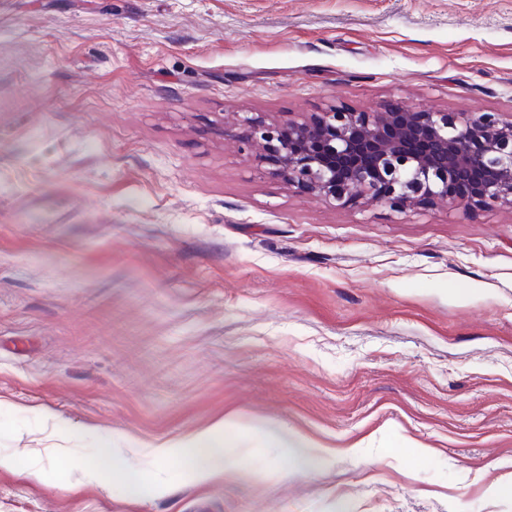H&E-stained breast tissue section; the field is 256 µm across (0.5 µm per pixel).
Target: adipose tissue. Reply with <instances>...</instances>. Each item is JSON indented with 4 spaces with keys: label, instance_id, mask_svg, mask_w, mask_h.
Wrapping results in <instances>:
<instances>
[{
    "label": "adipose tissue",
    "instance_id": "adipose-tissue-1",
    "mask_svg": "<svg viewBox=\"0 0 512 512\" xmlns=\"http://www.w3.org/2000/svg\"><path fill=\"white\" fill-rule=\"evenodd\" d=\"M231 426L232 421L227 418L179 440L156 445L154 456L160 461H177L181 470L200 483L226 477L229 469L224 450L229 445L227 433ZM257 431L269 444L282 449L296 468L309 467L307 438L267 423L258 425Z\"/></svg>",
    "mask_w": 512,
    "mask_h": 512
}]
</instances>
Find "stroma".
Masks as SVG:
<instances>
[{
	"label": "stroma",
	"mask_w": 512,
	"mask_h": 512,
	"mask_svg": "<svg viewBox=\"0 0 512 512\" xmlns=\"http://www.w3.org/2000/svg\"><path fill=\"white\" fill-rule=\"evenodd\" d=\"M340 103L512 113V0H0V512H512V209L334 206L224 135ZM226 417L224 480L152 458ZM274 448H282L283 453L291 459L296 467L308 468L310 458L306 454V448H319L312 446L307 438L301 435L291 434L288 429L273 424H260L254 428ZM89 469L92 473L102 474L111 480L113 476L124 484H128L129 482L127 473L119 468L115 462L111 441L109 439L100 443L95 455V463L89 467Z\"/></svg>",
	"instance_id": "stroma-1"
}]
</instances>
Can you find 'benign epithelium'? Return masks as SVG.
<instances>
[{"instance_id":"obj_1","label":"benign epithelium","mask_w":512,"mask_h":512,"mask_svg":"<svg viewBox=\"0 0 512 512\" xmlns=\"http://www.w3.org/2000/svg\"><path fill=\"white\" fill-rule=\"evenodd\" d=\"M224 133L246 140L288 185L340 205L512 206V118L498 112L332 106L287 121L238 115Z\"/></svg>"}]
</instances>
